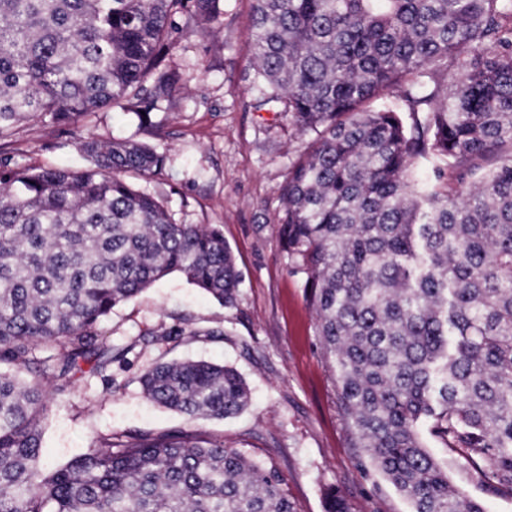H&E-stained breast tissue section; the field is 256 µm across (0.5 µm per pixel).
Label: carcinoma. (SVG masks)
I'll return each instance as SVG.
<instances>
[{"instance_id": "cac0c4a2", "label": "carcinoma", "mask_w": 512, "mask_h": 512, "mask_svg": "<svg viewBox=\"0 0 512 512\" xmlns=\"http://www.w3.org/2000/svg\"><path fill=\"white\" fill-rule=\"evenodd\" d=\"M223 16L224 0H0V145L35 118L152 125L188 81L181 37H216ZM251 33L261 105L311 135L278 224L350 445L411 512H483L420 423L512 494V0H253ZM73 145L88 167L0 166V512H295L274 469L201 431L43 457L49 394L75 396L84 363L112 383L131 350L98 334L115 308L175 272L230 308L241 282L219 228L174 223L126 179L159 175L158 147ZM141 385L190 419L248 405L241 375L207 361L157 364Z\"/></svg>"}]
</instances>
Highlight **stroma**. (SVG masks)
<instances>
[{"label":"stroma","instance_id":"35a3bbf8","mask_svg":"<svg viewBox=\"0 0 512 512\" xmlns=\"http://www.w3.org/2000/svg\"><path fill=\"white\" fill-rule=\"evenodd\" d=\"M251 11L252 0H224L219 36L182 39L173 60L192 77L180 89L177 109L154 112L157 131L108 110L71 126L30 121L15 142L0 147V164L83 168L87 161L72 146L81 134L103 141L132 136L157 146L167 155L165 168L142 188L174 222L219 227L242 273L231 308L179 273L116 308L98 330L133 350L126 362L113 363L111 383L79 375L77 396L56 403L43 421V455L65 463L110 432L199 430L276 470L296 512H325L333 489L350 512H409L395 488L349 445L315 310L278 234L280 188L302 138L289 117L255 108ZM172 316L187 319L190 334L143 341L145 331ZM202 327L207 335H199ZM188 360L237 369L250 389L248 407L231 419L191 421L144 397V370ZM422 438L450 481L484 512H512L511 494L479 481L440 439L427 432Z\"/></svg>","mask_w":512,"mask_h":512}]
</instances>
